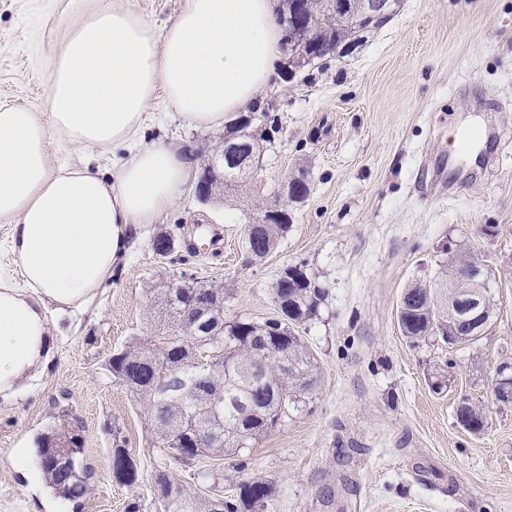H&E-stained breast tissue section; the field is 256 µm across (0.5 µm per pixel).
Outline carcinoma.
Segmentation results:
<instances>
[{"mask_svg": "<svg viewBox=\"0 0 512 512\" xmlns=\"http://www.w3.org/2000/svg\"><path fill=\"white\" fill-rule=\"evenodd\" d=\"M304 14L305 23L322 41L345 45L364 38L362 31L330 7V0H310ZM292 224H265L255 236L244 234V247L251 259L259 260L291 230ZM469 265L464 258L439 272L433 281H415L404 289L398 307V324L410 341L439 336L448 341L451 333L463 335L462 343L474 344L486 332L494 314L489 295L487 273L480 271L485 286L480 289V318L475 326L458 323L465 311V300L474 293L462 279ZM220 288L200 285L165 293L163 313L172 319L171 327L180 336L176 341L160 345L135 343L112 355L108 371L116 380L126 379L140 392V402L147 412L159 447L166 453H183L198 457L190 447L195 430L208 429L221 441L220 450L232 452L247 448L288 415V408H299L319 385V375L306 347L295 336L290 325L318 315L324 292L312 282L304 266L297 275L278 282L273 288L279 301L280 318L263 323L247 320H224V311L209 313L210 329L205 336L189 334L190 326H177L180 311L202 303ZM219 361L222 371L214 372L204 362L192 361L196 355ZM162 360L182 364L181 370L168 383L155 379L151 364ZM510 382L494 392L495 399L512 404V367L499 366ZM218 394L223 405L212 412L208 394ZM457 422L473 434L486 427L480 407L470 400L455 409ZM63 434L54 432L41 438L40 467L48 483L61 497L77 500L86 495L87 467L75 441L70 447H57ZM112 478L116 483L132 486L138 481V470L123 445L113 443ZM155 492L165 500L164 512H215L213 498H201L187 490L167 474H162ZM272 483L250 479L238 484L236 498L223 501L221 512H253L262 509L273 497Z\"/></svg>", "mask_w": 512, "mask_h": 512, "instance_id": "1", "label": "carcinoma"}]
</instances>
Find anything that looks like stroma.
<instances>
[{
    "instance_id": "obj_1",
    "label": "stroma",
    "mask_w": 512,
    "mask_h": 512,
    "mask_svg": "<svg viewBox=\"0 0 512 512\" xmlns=\"http://www.w3.org/2000/svg\"><path fill=\"white\" fill-rule=\"evenodd\" d=\"M74 22L67 0H0V103L47 111L45 61ZM259 99L279 131L258 175L207 204L187 187L139 230L90 303L60 320L45 372L0 398V512H126L133 501L162 512L160 470L202 497L267 480L275 494L262 512H512V406L492 395L498 367L512 364V0H398L353 54L281 62ZM460 132L487 144L478 162L458 154L452 180L448 150ZM223 139L182 126L160 95L143 132L147 144L187 141L201 164ZM299 171L310 193L292 205L291 231L248 261L246 225ZM159 234L175 242L164 257L151 247ZM464 254L489 271L487 332L466 346L411 342L397 320L403 289ZM295 264L326 291L318 316L295 328L318 391L237 453L187 464L165 455L109 357L168 335L158 312L172 280L221 288L225 320L261 323L277 318L272 286ZM464 399L483 407V433L457 423ZM66 414L89 468L76 501L36 489L13 455ZM116 440L138 468L134 486L112 479Z\"/></svg>"
}]
</instances>
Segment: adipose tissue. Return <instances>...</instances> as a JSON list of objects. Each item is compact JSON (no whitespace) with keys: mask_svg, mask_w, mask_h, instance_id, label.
I'll list each match as a JSON object with an SVG mask.
<instances>
[{"mask_svg":"<svg viewBox=\"0 0 512 512\" xmlns=\"http://www.w3.org/2000/svg\"><path fill=\"white\" fill-rule=\"evenodd\" d=\"M79 23L45 69L48 114L0 103V221L19 276L0 275V396L44 371L55 339L48 304L83 310L195 177L184 146L142 144L156 95L189 128L223 126L277 74L276 0H187L164 28L113 0H69ZM112 148L111 172L56 165L52 135Z\"/></svg>","mask_w":512,"mask_h":512,"instance_id":"adipose-tissue-1","label":"adipose tissue"}]
</instances>
